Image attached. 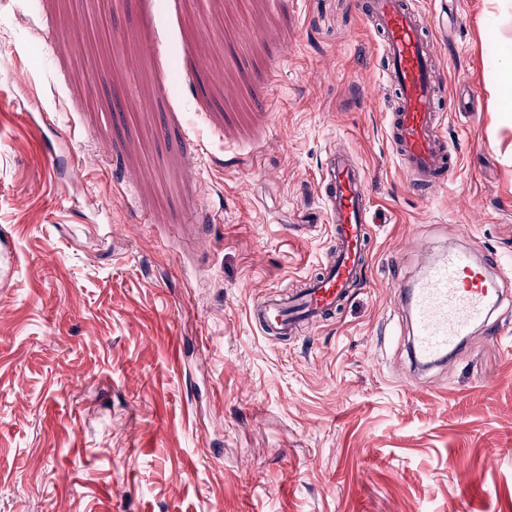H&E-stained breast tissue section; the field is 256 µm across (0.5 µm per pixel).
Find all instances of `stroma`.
<instances>
[{"label": "stroma", "instance_id": "stroma-1", "mask_svg": "<svg viewBox=\"0 0 512 512\" xmlns=\"http://www.w3.org/2000/svg\"><path fill=\"white\" fill-rule=\"evenodd\" d=\"M444 80L447 188L409 190L395 93L354 0H0V512H512V273L441 365L396 293L421 252L512 257V0H406ZM124 110L84 108L107 73ZM343 145L371 197L369 284L270 341L252 305L333 246Z\"/></svg>", "mask_w": 512, "mask_h": 512}]
</instances>
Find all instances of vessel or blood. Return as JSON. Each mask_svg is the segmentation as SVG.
Returning <instances> with one entry per match:
<instances>
[{"label": "vessel or blood", "mask_w": 512, "mask_h": 512, "mask_svg": "<svg viewBox=\"0 0 512 512\" xmlns=\"http://www.w3.org/2000/svg\"><path fill=\"white\" fill-rule=\"evenodd\" d=\"M357 7L382 37L384 73L397 90L389 141L407 185L419 191L447 184L458 158L442 131L443 82L421 14L405 0H358ZM322 184L333 254L304 278L302 288L253 306L252 319L266 339L311 330L368 284L370 201L363 173L344 147L331 152ZM421 265L423 277L404 294L412 316V357L428 368L456 351L475 324L490 319L500 290L488 275L489 261H474L462 251L423 254Z\"/></svg>", "instance_id": "obj_1"}]
</instances>
